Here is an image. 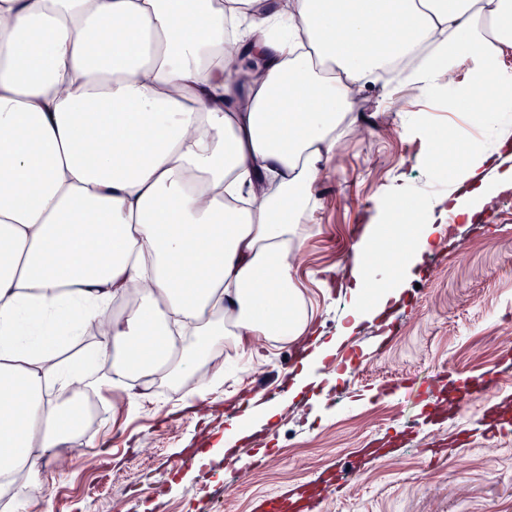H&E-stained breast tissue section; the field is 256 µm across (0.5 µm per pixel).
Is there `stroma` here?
<instances>
[{
	"label": "stroma",
	"mask_w": 512,
	"mask_h": 512,
	"mask_svg": "<svg viewBox=\"0 0 512 512\" xmlns=\"http://www.w3.org/2000/svg\"><path fill=\"white\" fill-rule=\"evenodd\" d=\"M468 80L456 68L442 96L400 89L403 112L380 89L363 92L359 130L338 142L320 204L299 227L296 280L324 336L344 321L352 245L384 219L387 190L424 199L447 189L422 160L429 132L457 145ZM485 211L491 223L457 222L422 254L397 325L362 321L326 358L324 386L289 396L301 344L248 336L225 341L224 382L206 398L190 380L157 381L134 404L96 391L103 415L28 480V512H260L263 499L342 468L349 484L317 512H512V433L450 441L483 405L481 394L460 397L463 378L498 368V401L512 407V187ZM261 389L279 410L254 425L268 450L225 462L224 419Z\"/></svg>",
	"instance_id": "1"
}]
</instances>
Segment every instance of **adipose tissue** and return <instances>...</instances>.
Wrapping results in <instances>:
<instances>
[{
	"instance_id": "1",
	"label": "adipose tissue",
	"mask_w": 512,
	"mask_h": 512,
	"mask_svg": "<svg viewBox=\"0 0 512 512\" xmlns=\"http://www.w3.org/2000/svg\"><path fill=\"white\" fill-rule=\"evenodd\" d=\"M512 0H0V475L10 500L70 439L49 397L75 384L200 375L228 339L314 330L295 286L297 225L319 205L359 94L385 75L435 95L455 67L471 109L500 95ZM485 146L434 139L427 165L473 181L463 220L501 189ZM445 202L390 194L365 227L337 334L315 338L291 393L342 337L398 300L442 237ZM391 258L377 262L378 249ZM138 302L65 364L110 304Z\"/></svg>"
}]
</instances>
